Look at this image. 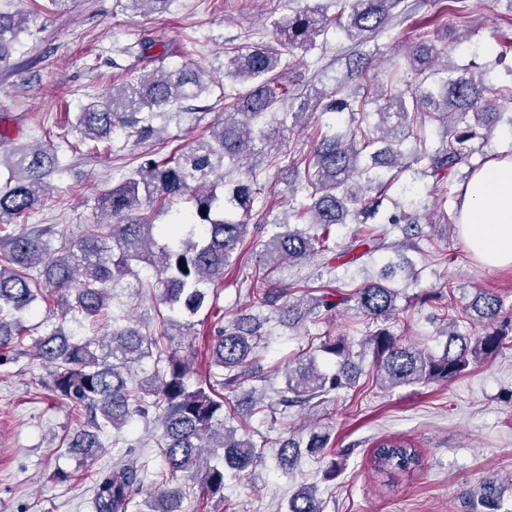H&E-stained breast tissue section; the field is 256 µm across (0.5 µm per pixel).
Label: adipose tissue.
I'll return each mask as SVG.
<instances>
[{"mask_svg": "<svg viewBox=\"0 0 512 512\" xmlns=\"http://www.w3.org/2000/svg\"><path fill=\"white\" fill-rule=\"evenodd\" d=\"M459 226L478 261L512 265V157L493 160L474 174L463 194Z\"/></svg>", "mask_w": 512, "mask_h": 512, "instance_id": "ef3b65f1", "label": "adipose tissue"}]
</instances>
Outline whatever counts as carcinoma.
Masks as SVG:
<instances>
[{
    "label": "carcinoma",
    "instance_id": "cac0c4a2",
    "mask_svg": "<svg viewBox=\"0 0 512 512\" xmlns=\"http://www.w3.org/2000/svg\"><path fill=\"white\" fill-rule=\"evenodd\" d=\"M403 0H345L335 19L323 9L307 5L283 21L273 22V41L235 53L224 62V78L241 85L233 101L224 105V117L211 126L209 135L189 147L156 158L142 155L134 173L99 199L101 219L107 229L79 240L71 238L65 224L29 226L20 224L6 231L4 220L24 218L40 203V188L56 169L53 145L17 147L9 154V177L0 186V362L13 352L19 339L28 335L21 315L38 300L57 301L62 317L82 325L99 323L107 316L112 282L132 277L156 291L157 303L167 313L159 314L155 329L112 321L106 336L77 337L58 325L33 340L35 355L52 368V390L83 416L86 428L69 442L71 451L83 459L104 448L101 433L112 429L120 434L135 417L154 422L155 447L163 468L155 472V489L149 512H183L185 492L170 482L182 474L198 483L209 497L224 494L225 469L239 474L263 465L265 455L250 436L239 435L230 425L234 411H224V393L235 392L256 378L255 349L263 341L260 321L239 315L215 329L208 353V375L189 382L190 363L173 348L172 337L186 336L192 318L217 303L224 268L245 244L250 225L244 217L251 212L254 197L243 182L224 189V180L214 177L227 164L258 157L273 159L281 151L285 132L314 118L312 112H288L284 105L295 99L286 76L295 65V51L311 47L316 38L334 26L344 36L363 43L384 31L394 17L393 10ZM171 0H126L125 9L137 15L146 10L165 11ZM27 17L20 11H0V68L10 66V48L26 29ZM164 53L152 56L156 67L150 72L123 77L119 88L94 98L77 114L74 129L79 143H100L115 128L125 130L137 142L156 134L152 119L167 108L209 92L203 73L185 68L169 70L161 66ZM448 49L433 40L420 43L408 55L403 88H373L382 104L376 110L379 121L372 128L356 123L335 135L322 136L309 152L293 159L303 174L304 189L311 199L301 206L297 217L304 227L288 228L262 244L261 259L248 285L251 306L273 307L280 318L295 325L340 304L355 302L359 311L376 323L362 342L372 356V370L384 388L420 382H447L464 372L470 362L491 358L512 337V317L505 314L501 298L481 291L460 316L448 295L441 291L421 296L424 302L440 305L448 337L443 353L434 355L403 342L387 322L397 310L401 292L393 286L406 266L388 263L383 269L388 284L367 281L347 293L339 290L318 295L311 291L293 302L277 306L288 296L273 273L281 262L303 263L330 250L333 226L353 215L360 224L378 213L385 192L396 180L383 179L378 167L398 168L404 140L414 126L438 123L446 138L444 147L424 152L416 161L426 162L431 175L448 171L464 158V143L488 136L500 113L479 105L486 88L481 77L459 72L444 63ZM433 81H428V78ZM314 99L324 112H354L353 105L336 92L310 85L304 100ZM474 116V124L467 116ZM164 203L186 204L191 212L183 224H150L138 217L145 206ZM393 213L386 223L405 235V242L372 240L373 249L415 246L421 237L418 225H401L400 205L391 200ZM58 246H53L52 241ZM147 268L155 280L144 282L139 271ZM470 320L472 332L454 330L461 319ZM350 343L343 336L326 338L312 352L288 366L284 387L274 402L255 397L251 387L248 400L253 411L280 405H304L315 398L336 392L352 383L356 364ZM153 362L149 374L137 378L132 369ZM329 436L310 431L306 437L292 434L281 444L278 466L289 471L302 455L326 460L325 481L339 476L338 455L328 450ZM373 463L383 472H410L420 464L418 451L396 439L379 441ZM148 461L130 452L100 474L95 482L96 512H129L148 473ZM287 512H323L316 486L300 488L289 500Z\"/></svg>",
    "mask_w": 512,
    "mask_h": 512
}]
</instances>
